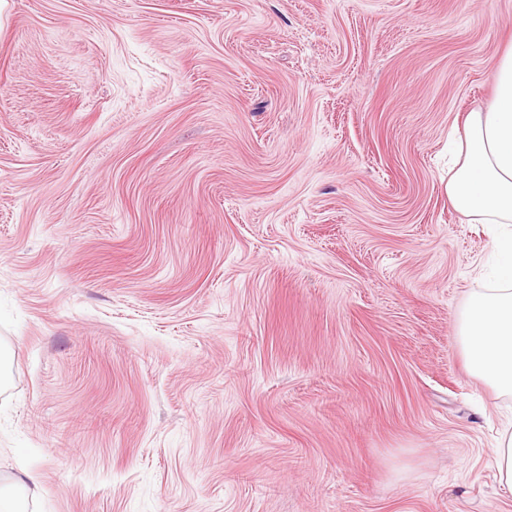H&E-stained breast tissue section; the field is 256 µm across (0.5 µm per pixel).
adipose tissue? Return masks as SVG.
Returning <instances> with one entry per match:
<instances>
[{
	"label": "adipose tissue",
	"instance_id": "obj_1",
	"mask_svg": "<svg viewBox=\"0 0 512 512\" xmlns=\"http://www.w3.org/2000/svg\"><path fill=\"white\" fill-rule=\"evenodd\" d=\"M448 198L475 223L495 225L488 251L495 287L476 290L456 321L470 375L512 398V48L499 58L495 98L449 134Z\"/></svg>",
	"mask_w": 512,
	"mask_h": 512
}]
</instances>
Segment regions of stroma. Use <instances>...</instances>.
<instances>
[{
	"label": "stroma",
	"mask_w": 512,
	"mask_h": 512,
	"mask_svg": "<svg viewBox=\"0 0 512 512\" xmlns=\"http://www.w3.org/2000/svg\"><path fill=\"white\" fill-rule=\"evenodd\" d=\"M512 0H5L0 477L29 512H512L448 133ZM496 479L499 487L512 493V433L505 432L494 448ZM25 479L0 482V512H26L29 483L37 486L39 475L33 471H25Z\"/></svg>",
	"instance_id": "stroma-1"
}]
</instances>
